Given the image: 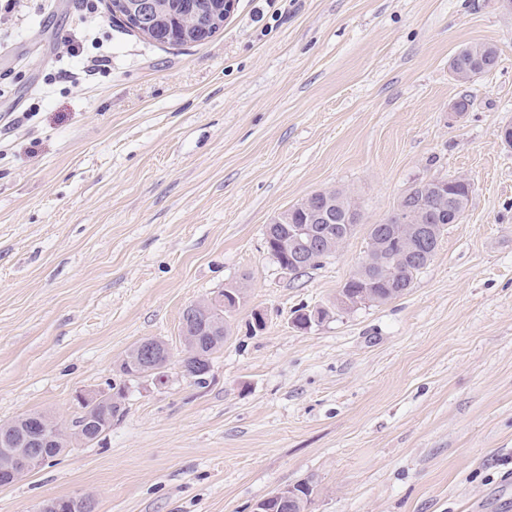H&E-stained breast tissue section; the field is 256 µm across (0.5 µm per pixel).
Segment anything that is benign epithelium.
<instances>
[{"label": "benign epithelium", "mask_w": 512, "mask_h": 512, "mask_svg": "<svg viewBox=\"0 0 512 512\" xmlns=\"http://www.w3.org/2000/svg\"><path fill=\"white\" fill-rule=\"evenodd\" d=\"M111 16L119 18L124 24L130 26L144 38H151L154 26L159 21L160 5L156 0H135L129 4L126 0H116L110 6ZM234 0H226L224 7H216L210 19L205 24L188 17L182 22L181 38L193 40L197 36L223 24L224 19L233 11ZM448 179L435 178L428 182L424 194L448 200V213H453L455 198L444 193ZM414 195V190H408L398 202L395 213L401 216L399 224H383L380 226V235L390 237V241L397 243L404 253L428 255L431 246L430 234L433 232L431 221L434 211L430 208L415 210L408 206V197ZM298 233L305 236V248L297 250L291 258V268L283 267L281 271L299 270L305 267L310 258L328 250L327 238L316 235L306 228L298 229ZM207 321L209 333L213 336L224 335V322L212 316L208 300L201 299L184 310L182 337L184 346H189L190 329L195 326L198 319ZM172 359L168 344L159 338L141 340L135 347L133 356L123 357L120 364L125 368L135 367L132 375L136 377H149L155 386L162 388L169 380L168 366ZM78 404L92 411H106L112 408L117 397L109 388L84 390L76 395ZM39 431L30 430L29 426L21 421L6 422V427L12 430V442L8 448L0 451V486H11L26 476L35 467L49 462L46 456H36L31 452L33 448H52V457L56 458L73 447L90 445L104 436L108 428L102 422L89 417L81 421H68L61 423L53 416L43 413L36 417ZM38 512H95V501L85 495L73 496L68 499L53 498L41 502Z\"/></svg>", "instance_id": "1"}]
</instances>
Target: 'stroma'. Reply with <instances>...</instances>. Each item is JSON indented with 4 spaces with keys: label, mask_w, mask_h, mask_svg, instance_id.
Returning a JSON list of instances; mask_svg holds the SVG:
<instances>
[{
    "label": "stroma",
    "mask_w": 512,
    "mask_h": 512,
    "mask_svg": "<svg viewBox=\"0 0 512 512\" xmlns=\"http://www.w3.org/2000/svg\"><path fill=\"white\" fill-rule=\"evenodd\" d=\"M95 6L0 16V422L71 419L145 338L171 348L169 382L131 381L105 439L0 487V512L87 494L95 512H253L302 482L306 512H512V11L236 0L208 42L173 47ZM475 43L498 63L458 82L449 63ZM450 176L471 180L468 206L406 294L335 308L368 226ZM334 188L360 224L282 275L266 225ZM240 279L196 385L182 314ZM300 309L327 315L300 329Z\"/></svg>",
    "instance_id": "obj_1"
}]
</instances>
